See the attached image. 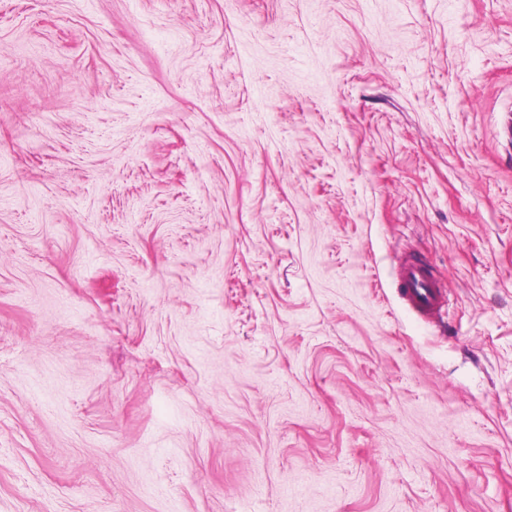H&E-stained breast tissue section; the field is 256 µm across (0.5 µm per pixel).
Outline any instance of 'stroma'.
<instances>
[{
    "mask_svg": "<svg viewBox=\"0 0 512 512\" xmlns=\"http://www.w3.org/2000/svg\"><path fill=\"white\" fill-rule=\"evenodd\" d=\"M509 113L512 0H0V512H512ZM400 286L406 306L420 318L435 317L445 305V291L430 257L406 259L401 265Z\"/></svg>",
    "mask_w": 512,
    "mask_h": 512,
    "instance_id": "obj_1",
    "label": "stroma"
}]
</instances>
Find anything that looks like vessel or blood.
I'll return each mask as SVG.
<instances>
[{
	"mask_svg": "<svg viewBox=\"0 0 512 512\" xmlns=\"http://www.w3.org/2000/svg\"><path fill=\"white\" fill-rule=\"evenodd\" d=\"M402 298L423 319L438 315L445 304V291L431 258L406 259L400 270Z\"/></svg>",
	"mask_w": 512,
	"mask_h": 512,
	"instance_id": "vessel-or-blood-1",
	"label": "vessel or blood"
}]
</instances>
